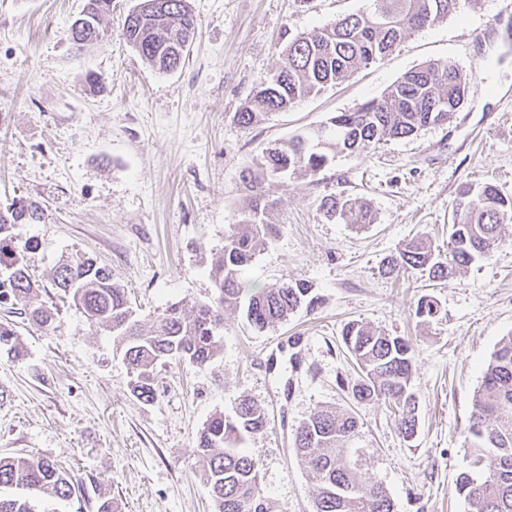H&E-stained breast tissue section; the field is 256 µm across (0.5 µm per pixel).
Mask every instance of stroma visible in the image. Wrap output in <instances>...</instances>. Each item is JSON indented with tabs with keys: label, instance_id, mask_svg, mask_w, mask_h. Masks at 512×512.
I'll use <instances>...</instances> for the list:
<instances>
[{
	"label": "stroma",
	"instance_id": "1",
	"mask_svg": "<svg viewBox=\"0 0 512 512\" xmlns=\"http://www.w3.org/2000/svg\"><path fill=\"white\" fill-rule=\"evenodd\" d=\"M138 2L112 0L103 40L79 51L68 31L85 0H0V207L21 198L47 211V223L13 233L17 246L39 242L31 270L39 301L55 312L43 327L15 318L24 356L0 350V455L45 456L84 481L80 505L46 499L42 512H96L102 496L116 512H214L194 439L247 397L269 418L247 441L264 494L281 512H314L293 435L314 411L336 407L360 419L361 477L383 483L395 512H465L456 480L482 470L464 427L486 365L512 336V223L489 257L452 278L388 275L383 266L417 236L446 248L462 189L490 181L512 196V58L499 62L495 25L512 0H466L346 81L248 128L233 115L270 74L283 35L334 24L365 0H189L197 33L184 65L169 73L122 37ZM433 60L471 77L450 121L339 154L315 181L260 179L280 232L243 278L306 281L322 305L261 331L243 311L226 313L217 359L170 361L157 369L154 402L132 395L116 343L52 288L53 267L76 251L110 267L146 326L171 304L212 301L206 258L250 201L240 171L270 144L353 110ZM338 193L365 198L375 223L326 217L320 200ZM425 294L438 305L426 322L413 313ZM351 321L410 338L413 439L399 433L387 404H358L342 389L358 376L341 340Z\"/></svg>",
	"mask_w": 512,
	"mask_h": 512
}]
</instances>
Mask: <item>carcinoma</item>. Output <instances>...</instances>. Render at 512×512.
<instances>
[{
  "mask_svg": "<svg viewBox=\"0 0 512 512\" xmlns=\"http://www.w3.org/2000/svg\"><path fill=\"white\" fill-rule=\"evenodd\" d=\"M159 13L125 19L123 37L140 58L157 70L171 72L184 63L197 20L188 0H158ZM464 0H368L364 11L347 14L332 26L291 37L283 45L270 77L247 98L234 119L250 127L270 112L287 110L314 91L345 81L362 67L389 55L410 33L432 26L460 9ZM112 13V0H86L80 36L94 43L102 38L103 16ZM469 77L450 61H429L408 71L384 92L350 112H338L313 131L265 149L257 166L275 178L314 177L328 169L340 153H361L390 139L406 138L430 125L448 122L465 102ZM241 180L254 195L243 218L232 225L224 247L211 255L208 271L215 298L186 312L179 304L144 328L129 305L125 288L112 269L81 253L66 257L51 275L53 285L81 310L93 326L112 333L123 349L133 379L131 392L145 402L157 395V367L170 360L198 366L212 362L222 350L220 330L224 312L244 308L248 322L263 330L304 308L319 306V298L305 282L260 287L243 280L245 269L276 227L267 222L269 202L257 189L259 177L250 168ZM459 192L452 203L453 222L448 252H436L423 238L412 239L387 260L385 273L417 270L430 280L447 279L487 255L500 242V227L512 223V196L492 183ZM320 208L347 224H372L375 216L361 197L330 194ZM47 215L33 203L21 201L0 209V304L42 325L54 319L53 309L36 302V281L29 273L25 252L18 250L12 229L16 224H40ZM438 312L436 302L421 296L414 315L424 321ZM342 342L354 358L360 378L350 386L358 402H387L400 434L411 439L417 431L416 405L410 390L414 356L410 339L382 334L358 321L346 324ZM0 348L14 357L24 355L17 332L0 322ZM268 423L262 407L249 398L236 404L233 414L217 413L199 431L193 452L204 462L202 477L215 512H278L261 489L259 459L243 447L246 437ZM360 422L348 411L323 407L313 412L294 434L297 458L312 477L315 512H394L389 493L378 481H364L367 462L356 446ZM467 440L476 461H491L479 479L463 473L456 491L467 512H512V336L502 340L474 395ZM86 497L83 482L55 461L35 455L0 457V512H35L33 502Z\"/></svg>",
  "mask_w": 512,
  "mask_h": 512,
  "instance_id": "obj_1",
  "label": "carcinoma"
}]
</instances>
